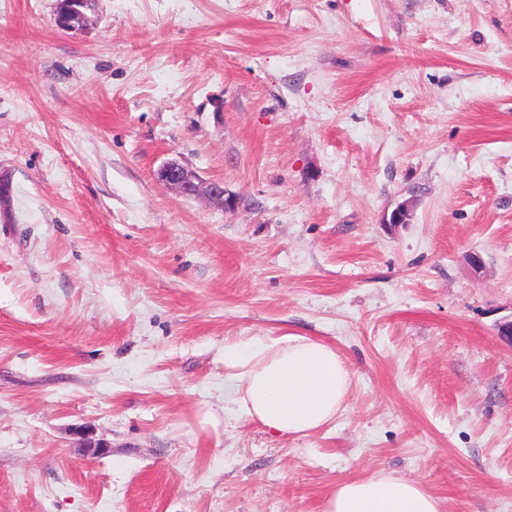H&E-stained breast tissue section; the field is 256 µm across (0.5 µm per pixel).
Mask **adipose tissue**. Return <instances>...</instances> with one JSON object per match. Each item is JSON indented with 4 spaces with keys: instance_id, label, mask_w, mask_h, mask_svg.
I'll list each match as a JSON object with an SVG mask.
<instances>
[{
    "instance_id": "ef3b65f1",
    "label": "adipose tissue",
    "mask_w": 512,
    "mask_h": 512,
    "mask_svg": "<svg viewBox=\"0 0 512 512\" xmlns=\"http://www.w3.org/2000/svg\"><path fill=\"white\" fill-rule=\"evenodd\" d=\"M224 369L238 382L240 407L282 437L310 435L335 419L350 375L325 343L285 336L270 345H225ZM324 512H441L439 501L415 481L390 474L337 483Z\"/></svg>"
}]
</instances>
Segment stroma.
Listing matches in <instances>:
<instances>
[{
    "mask_svg": "<svg viewBox=\"0 0 512 512\" xmlns=\"http://www.w3.org/2000/svg\"><path fill=\"white\" fill-rule=\"evenodd\" d=\"M510 318L512 0H0V512H512ZM283 336L351 373L306 437L224 373ZM95 0H69L67 9L62 15L57 14L58 26L64 30L82 27L87 21L88 10L93 7ZM157 178L182 196L204 198L225 211H235L238 206L237 196L227 193L222 181L203 179L196 171L177 161L165 162L159 168ZM324 512H441L439 501L413 480L380 474L342 481Z\"/></svg>",
    "mask_w": 512,
    "mask_h": 512,
    "instance_id": "obj_1",
    "label": "stroma"
}]
</instances>
